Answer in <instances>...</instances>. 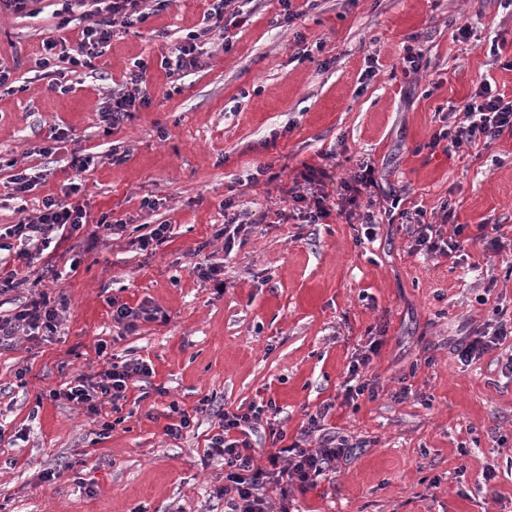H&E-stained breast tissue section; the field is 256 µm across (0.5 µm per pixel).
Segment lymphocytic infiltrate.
I'll return each instance as SVG.
<instances>
[{
  "label": "lymphocytic infiltrate",
  "instance_id": "f902f5d3",
  "mask_svg": "<svg viewBox=\"0 0 512 512\" xmlns=\"http://www.w3.org/2000/svg\"><path fill=\"white\" fill-rule=\"evenodd\" d=\"M95 13L81 15L80 43L76 51L67 45L49 40L35 64L42 69L54 67L64 61L75 68L91 67L93 60L102 56L112 42L116 28H127L141 21L142 0H100ZM463 119L455 125L439 129L431 137L428 146L435 149L459 152L479 145H490L504 132L512 133V99L506 98L489 80H481L474 91L458 107ZM306 191L289 189L292 201L288 210L278 211V222L297 220L304 224H320L329 217L344 220L360 218L366 238L375 235V218L372 212L360 211L361 197H374L379 182L371 164L361 163L351 180L342 181L335 190H327L323 179L309 173L304 177ZM400 223L410 228L411 254H424L443 258L458 264L468 244L501 249L499 225L481 224L472 236H465L464 225H456L453 236H445L441 225L427 221L423 207L414 206L398 210ZM88 224L83 206L62 199L46 197L38 216L12 225L7 234L19 243L17 256L25 263L35 259L48 249L52 234L67 227L79 231ZM59 310L46 301L31 299L13 317L0 319V346L11 342L19 328L31 330L54 329ZM384 344L383 338L372 336L358 349L348 366V377L342 392L344 402L350 403L360 396L376 397L378 382L370 377L373 361ZM96 354L104 359V368L92 376H79L61 390L53 391V398H63L81 405L91 418L101 419L103 432H111L113 423L103 420L104 410L117 413L126 399L131 385L151 376L150 364L140 358L118 359L108 356L105 344H98ZM279 410L274 401L250 405L247 410L236 412L216 410L218 430L207 445L206 458H220L224 462V485L219 495L224 498V512H271V494H278L280 512H289L295 491L316 486L335 468L337 462L347 458L350 445L346 438L325 434L324 421L327 409H319L309 415L299 437L288 439L279 427L276 417ZM267 426L269 436L278 449L266 458H257L253 437L259 426ZM319 436L317 447H309L310 436Z\"/></svg>",
  "mask_w": 512,
  "mask_h": 512
}]
</instances>
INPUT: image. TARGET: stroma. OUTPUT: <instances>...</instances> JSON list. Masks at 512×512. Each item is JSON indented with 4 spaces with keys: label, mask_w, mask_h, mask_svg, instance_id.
Wrapping results in <instances>:
<instances>
[{
    "label": "stroma",
    "mask_w": 512,
    "mask_h": 512,
    "mask_svg": "<svg viewBox=\"0 0 512 512\" xmlns=\"http://www.w3.org/2000/svg\"><path fill=\"white\" fill-rule=\"evenodd\" d=\"M52 2L32 0L28 17L0 12V58L14 80L0 92V228L37 216L44 197H64L74 181L90 221L126 227L111 239L86 228L57 235L28 267L0 238V270L24 280L0 294V319L41 293L64 307L56 330L0 349V512H224V462L204 457L213 409L268 399L288 438L328 403L327 432L353 444L335 473L296 492L297 512H512V378L501 372L512 337L468 365L453 352L512 309V251L488 257L470 245L453 268L410 254L405 225L380 222L367 241L333 217L275 221L308 169L337 182L368 161L427 220L440 222L446 203L468 233L497 224L512 239V134L456 154L428 147L461 121L454 108L480 79L512 95V6L293 0L299 17L287 24L279 0H246L247 23L212 31L197 67L180 76L161 59L203 27L211 0H147V18L75 73L64 62L34 65L43 41L80 38L79 27L60 28ZM462 25L470 42L452 39ZM299 33L304 56L292 49ZM410 46L424 52L414 73L403 64ZM138 59L150 103L112 127L104 108L129 91ZM54 128L64 142L50 139ZM74 151L92 157L87 172L69 168ZM23 168L35 187L8 197ZM230 197L248 230L228 253ZM147 198L155 208L143 207ZM158 224L169 225L167 240L139 250L136 238ZM207 261L223 265V293L195 273ZM113 298L157 318L120 330ZM378 334L379 394L345 403L349 362ZM100 342L154 369L147 388L128 390L106 436L82 407L50 396L100 371ZM174 401L193 414L177 440L163 432Z\"/></svg>",
    "instance_id": "stroma-1"
}]
</instances>
